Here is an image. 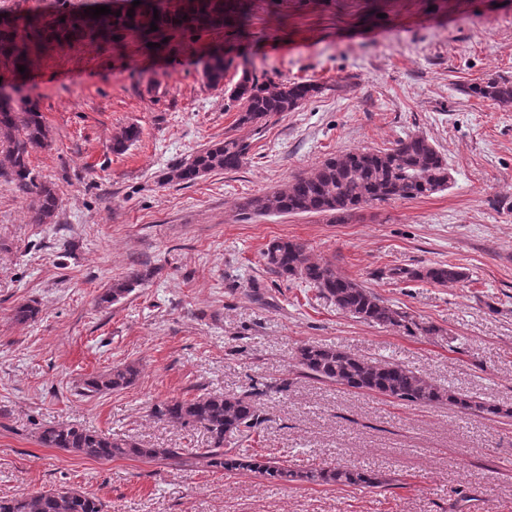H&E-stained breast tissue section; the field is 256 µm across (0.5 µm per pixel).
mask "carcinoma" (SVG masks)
<instances>
[{"label": "carcinoma", "mask_w": 512, "mask_h": 512, "mask_svg": "<svg viewBox=\"0 0 512 512\" xmlns=\"http://www.w3.org/2000/svg\"><path fill=\"white\" fill-rule=\"evenodd\" d=\"M159 18H154V15ZM13 26L0 30V67L16 80H24L34 54L48 51L51 39L88 37L106 42L114 40L118 26L133 30L149 40L153 33L178 31L187 25L218 27L224 23V0H146L133 13H111L92 17V13L70 9L68 0H54L43 10H28L22 4L10 13ZM158 30L151 31V26ZM200 52L211 57L204 69L206 83L223 84L228 64L218 46ZM312 82L259 81L257 75L242 70L241 78L230 88V98L238 103L237 125L254 127L273 114L292 112L305 100L319 93ZM471 92L502 105H512V82L491 79L471 87ZM139 126L131 124L112 136L111 149L126 152L140 138ZM0 142L7 143L3 171L11 190L29 201V222L51 223L59 208L55 190L39 179L30 167V155L50 146L49 127L36 103L16 101L0 86ZM250 143L239 137H226L190 155L163 174L166 183H190L215 170H237L247 160ZM448 162L429 139L407 135L391 148L378 151L353 150L325 158L308 175L299 176L282 188L247 200L242 209L252 214L334 213L350 216L366 205L392 199H417L448 188ZM266 265L278 276L296 279L314 288L334 302L336 307L358 319L383 327L408 328L406 312L394 307L355 281L336 273L328 262H314L304 244L279 239L264 251ZM418 277L436 284L458 282L464 273L449 264L428 266ZM144 275L130 271L112 283L99 302L113 305L138 286ZM298 364L310 376L350 389L366 390L403 401L433 406L446 403L461 413L485 418L503 415L500 407L479 397L437 386L425 376L398 363L360 359L353 354L314 344L301 346ZM138 369L122 364L86 378L80 394L94 396L123 390L134 383ZM153 414L170 423L201 429L209 437L210 447L196 454L206 466L228 473L250 472L269 483L309 482L320 485H354L375 488L383 480L373 472L330 464L310 470H295L274 458H263L225 447L226 439L248 435L263 423L256 394L224 395L202 393L192 399H170L156 404ZM44 448L94 460L137 458L173 460L182 456L179 448H145L127 439L114 438L97 430L75 425H52L37 432ZM0 512H108L96 497L75 488L55 487L20 495L0 496Z\"/></svg>", "instance_id": "1"}]
</instances>
